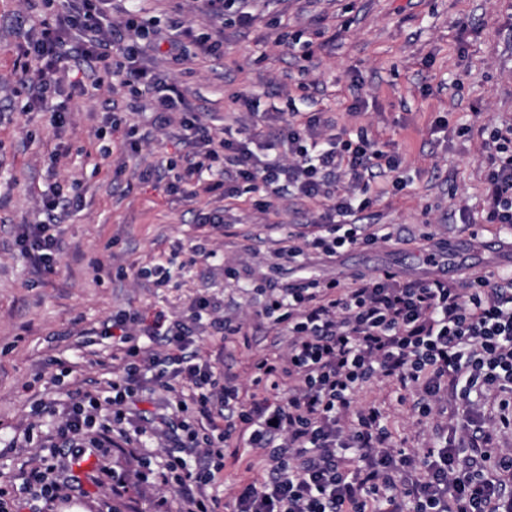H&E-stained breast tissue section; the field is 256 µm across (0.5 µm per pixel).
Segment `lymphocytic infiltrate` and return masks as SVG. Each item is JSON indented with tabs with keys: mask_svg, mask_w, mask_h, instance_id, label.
Here are the masks:
<instances>
[{
	"mask_svg": "<svg viewBox=\"0 0 512 512\" xmlns=\"http://www.w3.org/2000/svg\"><path fill=\"white\" fill-rule=\"evenodd\" d=\"M106 4L67 0L64 11L35 20L15 61L29 78L30 108L50 112L52 125L64 127L67 114L54 100L64 86L80 88L64 67L71 55H80L93 72L116 80L139 112L174 121L188 151L169 190L197 199L234 198L245 189L265 210L271 203L259 193L272 187L318 202L317 231L305 246L327 256L392 239L387 225L369 233L355 219L378 200L375 178L400 166L367 131L350 140L332 120L281 110L251 113L234 131L205 124L169 73L147 60L160 47L181 58L191 42L203 56L219 60L223 38L160 27L135 10L115 19ZM489 140L483 221L512 227V127L492 129ZM343 176L350 186L342 192L337 182ZM41 205L46 222L24 225L18 244L35 269L49 272L60 250L58 217L77 211L81 199L55 188ZM270 306L278 313L275 330L288 338V360L256 358L257 391L247 400L234 377L202 361L196 346L205 326L227 337L241 335V325L220 317L222 302L198 297L189 315L176 320L162 314L149 320L137 312L113 319L119 374L104 398L68 394L55 448L24 472L23 492L52 505L62 489L53 476L57 449L140 441L143 428L127 425L128 401L147 381L168 388L179 380L193 389L191 399L176 400L180 412L192 415L183 425L187 444L161 460L137 456L150 476L173 489L179 512H218V498L207 489L226 463H238L230 446L236 433L263 455L232 512H501L512 505V487L502 479L512 474V455L498 454L491 432L477 423L489 398L501 427L512 429L511 274L405 281L386 273L357 275L347 284L305 277L271 295ZM157 343L174 350L168 370L157 368ZM375 379L410 390L411 410L421 419L432 416L439 401L453 403L469 447L444 435L424 450L398 446L375 406L361 408L348 422L356 394ZM219 418L224 426L215 441L198 447L200 420Z\"/></svg>",
	"mask_w": 512,
	"mask_h": 512,
	"instance_id": "1",
	"label": "lymphocytic infiltrate"
}]
</instances>
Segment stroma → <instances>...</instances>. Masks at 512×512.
<instances>
[{"mask_svg":"<svg viewBox=\"0 0 512 512\" xmlns=\"http://www.w3.org/2000/svg\"><path fill=\"white\" fill-rule=\"evenodd\" d=\"M150 22L208 31L199 0H140ZM250 23L224 16V59L164 50L152 62L187 91L206 121L233 125L243 98L260 109L296 106L334 119L337 129H366L385 151L401 158L403 190L386 192L360 215L364 224H389L391 241L340 249L328 257L304 249L313 233L314 203L284 200L257 209L249 195L224 201L188 199L166 191L171 176L161 162L178 160L185 146L174 128L158 123L150 146L127 154L122 137L107 133L109 117L124 119L135 101L94 78L77 58L66 64L89 88L68 104L69 123L54 133L48 113L25 111L28 90L15 68L29 25L25 0H0V487L18 483L37 465L46 437L63 421L39 414L41 402L80 390L97 393L113 378L112 339L105 330L120 311L187 314L201 295L224 301L225 319L244 323L243 336H204L200 354L236 375L243 394L253 390L252 362L285 357L287 336L270 327L269 292L306 275L340 283L390 271L404 280L498 272L512 250V228H483L486 198L483 144L496 127L512 126V0H248ZM446 129H438V121ZM60 154L57 182L80 192L79 212L60 225L59 262L35 271L22 255L23 225L46 216L40 200L50 182L46 167ZM149 179H142L143 170ZM204 206L223 207L224 226H200ZM434 242L458 239L467 250L437 252L427 261L423 234ZM295 245L293 261L276 252ZM201 254H193V247ZM165 265L157 284L149 269ZM393 385L374 383L356 407L386 404L390 428L409 448L430 447L441 420L421 421L399 403ZM132 420L152 431L148 448H174L182 431L174 395L156 383L131 407ZM134 457L109 448L83 455L76 480L53 512H110L103 471L134 474Z\"/></svg>","mask_w":512,"mask_h":512,"instance_id":"stroma-1","label":"stroma"}]
</instances>
